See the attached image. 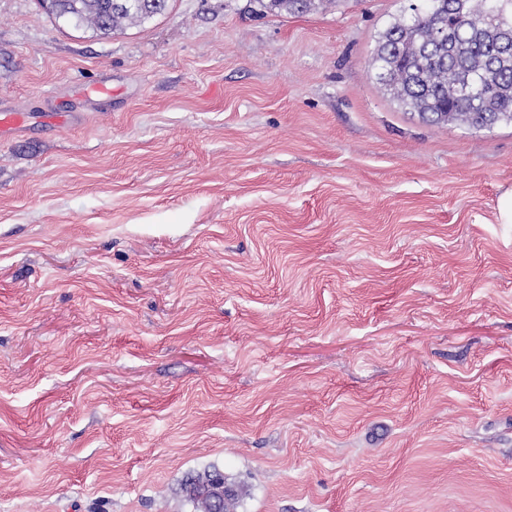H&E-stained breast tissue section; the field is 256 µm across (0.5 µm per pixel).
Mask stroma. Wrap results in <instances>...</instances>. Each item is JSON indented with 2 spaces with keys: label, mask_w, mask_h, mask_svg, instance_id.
Masks as SVG:
<instances>
[{
  "label": "stroma",
  "mask_w": 512,
  "mask_h": 512,
  "mask_svg": "<svg viewBox=\"0 0 512 512\" xmlns=\"http://www.w3.org/2000/svg\"><path fill=\"white\" fill-rule=\"evenodd\" d=\"M401 5L0 0V512H512V125L377 85ZM57 20L93 30L101 37L122 32L162 15L169 0H46ZM328 1V0H326ZM324 0H259L261 7L271 12L305 13L318 9ZM182 493L194 512H239L237 509L246 491L229 484L224 472L215 467L187 476Z\"/></svg>",
  "instance_id": "1"
}]
</instances>
